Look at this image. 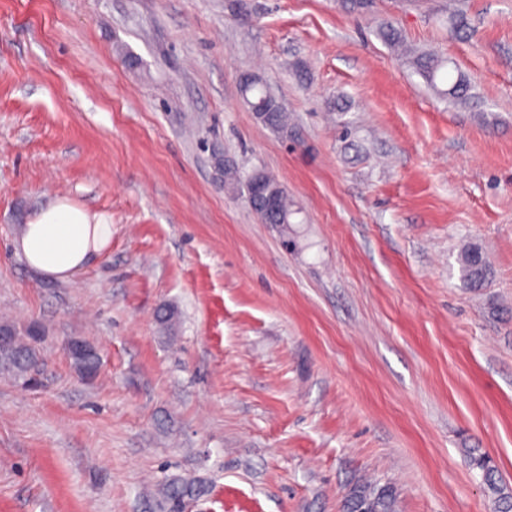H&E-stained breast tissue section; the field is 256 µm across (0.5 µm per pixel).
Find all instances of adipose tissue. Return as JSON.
<instances>
[{"label": "adipose tissue", "mask_w": 512, "mask_h": 512, "mask_svg": "<svg viewBox=\"0 0 512 512\" xmlns=\"http://www.w3.org/2000/svg\"><path fill=\"white\" fill-rule=\"evenodd\" d=\"M111 243L110 217L59 197L29 217L15 247L31 268L65 279L79 273L92 255Z\"/></svg>", "instance_id": "obj_1"}]
</instances>
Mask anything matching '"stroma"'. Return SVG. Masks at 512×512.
<instances>
[{
  "label": "stroma",
  "instance_id": "obj_1",
  "mask_svg": "<svg viewBox=\"0 0 512 512\" xmlns=\"http://www.w3.org/2000/svg\"><path fill=\"white\" fill-rule=\"evenodd\" d=\"M245 3L0 0V320L46 328L40 387L0 370V512H158L179 476L204 487L183 512H345L363 483L392 512H493L467 452L512 494V0ZM249 71L294 140L243 103ZM224 154L276 176L293 223L225 190ZM57 197L112 218L66 280L14 247ZM418 73L426 80L432 87L437 88V80H444L445 76L448 81V89L444 94L448 95L453 101L463 100L469 89L467 79L457 74L455 79H451L452 62L439 59L431 54L421 53L413 58ZM446 69V74H445ZM461 260L463 278L473 288L482 287L487 279L488 269L481 249L476 245H471L463 252ZM85 341L80 338H72L66 344V351L70 358L78 359L87 351ZM76 371L83 378H93L101 365V357L98 350L88 349L85 356L81 360L71 359Z\"/></svg>",
  "mask_w": 512,
  "mask_h": 512
}]
</instances>
